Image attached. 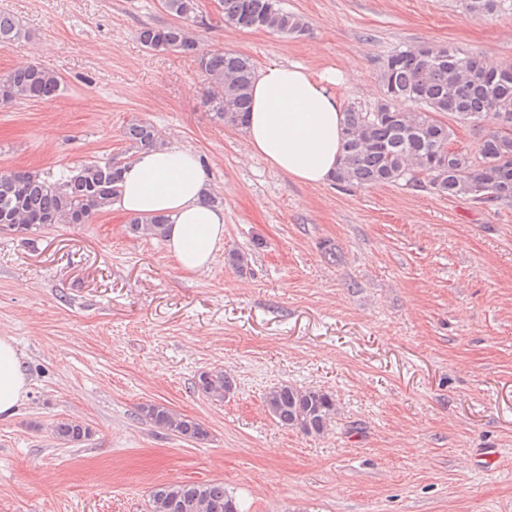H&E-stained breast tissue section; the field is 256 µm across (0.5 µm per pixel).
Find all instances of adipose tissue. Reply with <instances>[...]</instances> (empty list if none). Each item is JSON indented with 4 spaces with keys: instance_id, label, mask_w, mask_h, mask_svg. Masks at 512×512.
Segmentation results:
<instances>
[{
    "instance_id": "adipose-tissue-1",
    "label": "adipose tissue",
    "mask_w": 512,
    "mask_h": 512,
    "mask_svg": "<svg viewBox=\"0 0 512 512\" xmlns=\"http://www.w3.org/2000/svg\"><path fill=\"white\" fill-rule=\"evenodd\" d=\"M345 75L316 74L273 62L257 70L244 135L251 154L292 179L320 185L342 157L345 112L334 88ZM117 209L168 217L170 256L186 273L206 270L224 244V209L207 203L209 184L196 153L171 144L143 151L122 167ZM29 391L13 337L0 335V419L15 415Z\"/></svg>"
}]
</instances>
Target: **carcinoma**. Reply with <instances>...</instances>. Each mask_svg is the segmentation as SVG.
Returning a JSON list of instances; mask_svg holds the SVG:
<instances>
[{"label":"carcinoma","mask_w":512,"mask_h":512,"mask_svg":"<svg viewBox=\"0 0 512 512\" xmlns=\"http://www.w3.org/2000/svg\"><path fill=\"white\" fill-rule=\"evenodd\" d=\"M224 24L244 27L253 16L258 27L297 37L305 33L302 18L282 9L278 0H217ZM175 22L164 27L145 26L141 44L154 52H195L189 31L197 19L196 0H162ZM475 17L509 8L507 0H466ZM26 32L9 13L0 11V48L24 38ZM208 80L205 105L215 119L239 127L250 111V89L255 66L246 56L218 52L197 58ZM383 97L370 112L349 108L341 162L334 180L348 186L397 184L428 178L438 194L484 203L512 202V133L498 129L512 122V64L489 70L477 53L448 48V59L428 47L403 50L387 58L379 74ZM61 94V77L54 71L29 65L0 78V98L10 101H52ZM450 115L459 124L483 122L494 128L472 150L451 147L453 130L437 118ZM129 149L137 152L164 145L148 121L133 120L123 130ZM121 167L110 162L83 161L59 178L29 170L0 172V225L20 234H35L53 224H87L108 212L119 197ZM164 216L134 217L129 232L163 238ZM196 386L205 396L222 401L235 390L234 378L221 369L201 373ZM267 412L285 428L320 435L336 414L334 398L314 388L281 383L265 394ZM140 419L188 440H203L207 430L195 418L178 414L159 403L138 406ZM53 435L66 444L89 439L85 424L64 419L52 425ZM150 512H240L224 484L162 483L154 487Z\"/></svg>","instance_id":"obj_1"}]
</instances>
